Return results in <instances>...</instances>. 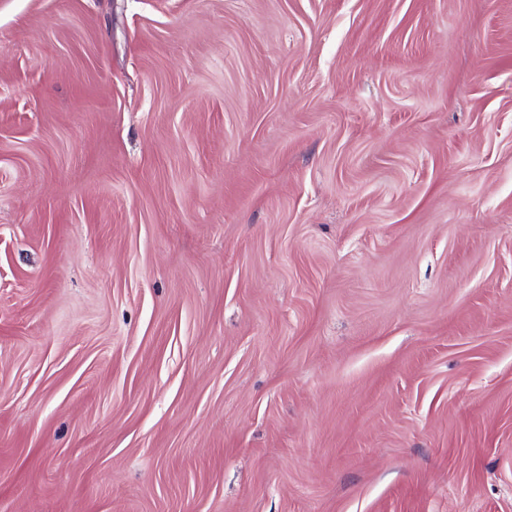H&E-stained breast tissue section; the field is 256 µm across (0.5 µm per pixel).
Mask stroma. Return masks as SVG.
Segmentation results:
<instances>
[{
    "mask_svg": "<svg viewBox=\"0 0 512 512\" xmlns=\"http://www.w3.org/2000/svg\"><path fill=\"white\" fill-rule=\"evenodd\" d=\"M0 512H512V0H0Z\"/></svg>",
    "mask_w": 512,
    "mask_h": 512,
    "instance_id": "stroma-1",
    "label": "stroma"
}]
</instances>
